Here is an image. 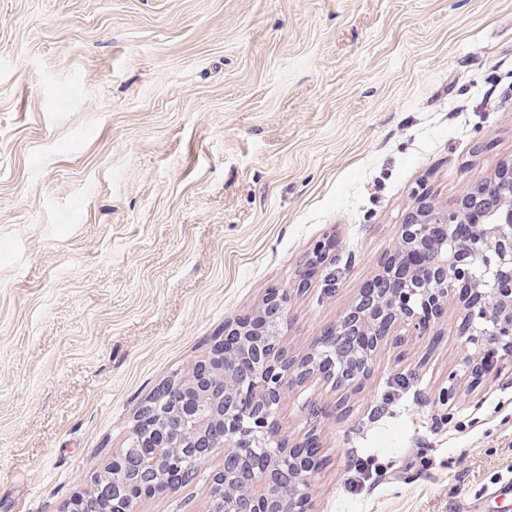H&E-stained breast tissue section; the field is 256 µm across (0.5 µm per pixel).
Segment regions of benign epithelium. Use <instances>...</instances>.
I'll return each mask as SVG.
<instances>
[{
	"mask_svg": "<svg viewBox=\"0 0 512 512\" xmlns=\"http://www.w3.org/2000/svg\"><path fill=\"white\" fill-rule=\"evenodd\" d=\"M497 199H478L467 188L452 209L422 205L401 225L394 256L427 242L432 225L450 230L477 223L472 235L450 233L428 245L424 264L409 274L402 288H380L356 300L336 325L304 352L292 354L282 345L290 292L271 293L256 313V330L246 319L224 326L235 338L213 344L192 374L168 385L189 391L192 408L174 421L163 418L162 442L146 460L158 466L165 456L187 443L201 444L224 457L259 460L251 481L236 484L224 471L210 475V497L232 504L228 512H314L308 493L314 461L302 448H288L280 435L278 411L284 392L297 381L321 375L339 390L362 383L370 375L373 356L383 338L398 326L424 336L444 306L458 299L465 326V344L476 352L494 345L512 359V165L482 186ZM459 371L448 372V385L438 397L443 420L457 394ZM158 495L148 484L134 491L112 490L113 512H133L134 505Z\"/></svg>",
	"mask_w": 512,
	"mask_h": 512,
	"instance_id": "7a95c632",
	"label": "benign epithelium"
}]
</instances>
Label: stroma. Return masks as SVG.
I'll list each match as a JSON object with an SVG mask.
<instances>
[{"mask_svg": "<svg viewBox=\"0 0 512 512\" xmlns=\"http://www.w3.org/2000/svg\"><path fill=\"white\" fill-rule=\"evenodd\" d=\"M512 162V0H0V512H62L225 322L288 288L289 352ZM326 259L296 283L315 252ZM368 381L281 403L316 512H512V363L462 376L457 304ZM146 512H208L209 478Z\"/></svg>", "mask_w": 512, "mask_h": 512, "instance_id": "1", "label": "stroma"}]
</instances>
